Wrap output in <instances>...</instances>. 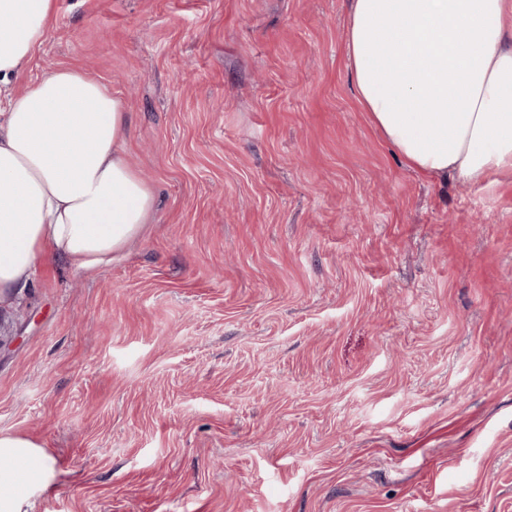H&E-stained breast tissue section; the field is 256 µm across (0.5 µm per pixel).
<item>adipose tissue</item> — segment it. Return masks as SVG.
<instances>
[{"instance_id": "1", "label": "adipose tissue", "mask_w": 512, "mask_h": 512, "mask_svg": "<svg viewBox=\"0 0 512 512\" xmlns=\"http://www.w3.org/2000/svg\"><path fill=\"white\" fill-rule=\"evenodd\" d=\"M57 0H0V312L49 253L77 273L109 264L156 210L127 158L128 114L82 69L15 88ZM345 54L359 104L412 170L481 184L512 169V0H349ZM62 470L0 432V512H32Z\"/></svg>"}]
</instances>
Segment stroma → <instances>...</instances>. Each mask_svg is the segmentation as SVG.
<instances>
[{"mask_svg": "<svg viewBox=\"0 0 512 512\" xmlns=\"http://www.w3.org/2000/svg\"><path fill=\"white\" fill-rule=\"evenodd\" d=\"M347 7L57 0L22 79L123 98L157 209L0 318V431L64 471L34 512H512V171L407 167Z\"/></svg>", "mask_w": 512, "mask_h": 512, "instance_id": "1", "label": "stroma"}]
</instances>
